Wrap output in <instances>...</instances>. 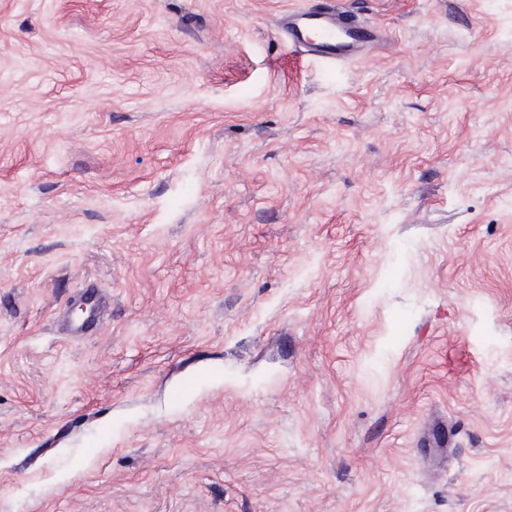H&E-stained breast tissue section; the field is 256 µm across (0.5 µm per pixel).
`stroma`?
<instances>
[{
    "mask_svg": "<svg viewBox=\"0 0 512 512\" xmlns=\"http://www.w3.org/2000/svg\"><path fill=\"white\" fill-rule=\"evenodd\" d=\"M343 2L0 0V512H512V0ZM289 11L281 30L293 55L307 56L338 67L381 44L384 29L360 20L333 0Z\"/></svg>",
    "mask_w": 512,
    "mask_h": 512,
    "instance_id": "stroma-1",
    "label": "stroma"
}]
</instances>
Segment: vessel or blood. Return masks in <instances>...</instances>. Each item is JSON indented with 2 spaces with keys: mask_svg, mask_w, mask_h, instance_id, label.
I'll return each mask as SVG.
<instances>
[{
  "mask_svg": "<svg viewBox=\"0 0 512 512\" xmlns=\"http://www.w3.org/2000/svg\"><path fill=\"white\" fill-rule=\"evenodd\" d=\"M281 30L290 53L338 66L381 44L384 29L360 20L338 6L336 0L289 11Z\"/></svg>",
  "mask_w": 512,
  "mask_h": 512,
  "instance_id": "b4317fda",
  "label": "vessel or blood"
}]
</instances>
